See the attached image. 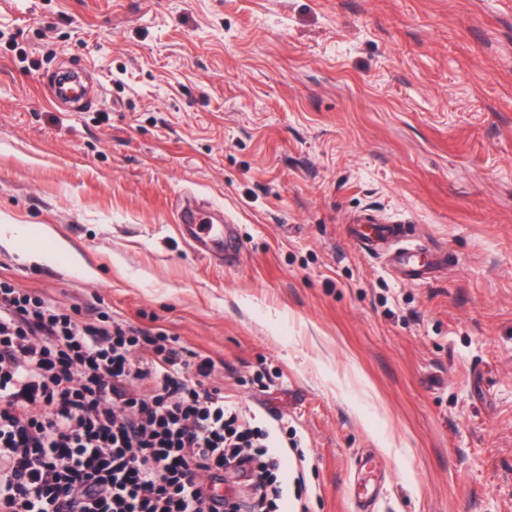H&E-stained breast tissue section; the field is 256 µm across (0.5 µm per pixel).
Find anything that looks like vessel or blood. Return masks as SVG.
Instances as JSON below:
<instances>
[{
    "label": "vessel or blood",
    "instance_id": "obj_1",
    "mask_svg": "<svg viewBox=\"0 0 512 512\" xmlns=\"http://www.w3.org/2000/svg\"><path fill=\"white\" fill-rule=\"evenodd\" d=\"M360 221L372 227L371 232L357 235L364 251L385 257L392 270L403 280L423 283L431 279L432 266L418 262L419 246L410 239L405 225L377 226L376 218L370 212L361 216ZM179 222L198 248H206L212 242L220 244L225 261L237 260L243 250V244L233 225L208 223L202 208L182 207L179 211Z\"/></svg>",
    "mask_w": 512,
    "mask_h": 512
}]
</instances>
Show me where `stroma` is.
I'll use <instances>...</instances> for the list:
<instances>
[{
  "label": "stroma",
  "instance_id": "stroma-1",
  "mask_svg": "<svg viewBox=\"0 0 512 512\" xmlns=\"http://www.w3.org/2000/svg\"><path fill=\"white\" fill-rule=\"evenodd\" d=\"M367 209L428 283L359 249ZM2 224L0 281L211 357L307 512H357L367 456L377 512H512V0H0ZM201 207L184 205L179 211V223L189 238L201 250L207 251L210 242L219 243L224 251V261L233 262L243 250V244L231 224H208Z\"/></svg>",
  "mask_w": 512,
  "mask_h": 512
}]
</instances>
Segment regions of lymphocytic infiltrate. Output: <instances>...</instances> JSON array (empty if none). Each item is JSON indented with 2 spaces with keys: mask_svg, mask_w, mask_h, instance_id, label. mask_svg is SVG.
I'll use <instances>...</instances> for the list:
<instances>
[{
  "mask_svg": "<svg viewBox=\"0 0 512 512\" xmlns=\"http://www.w3.org/2000/svg\"><path fill=\"white\" fill-rule=\"evenodd\" d=\"M214 367L0 283V512H283L288 449L241 424ZM230 471L242 484L218 495Z\"/></svg>",
  "mask_w": 512,
  "mask_h": 512,
  "instance_id": "f902f5d3",
  "label": "lymphocytic infiltrate"
}]
</instances>
